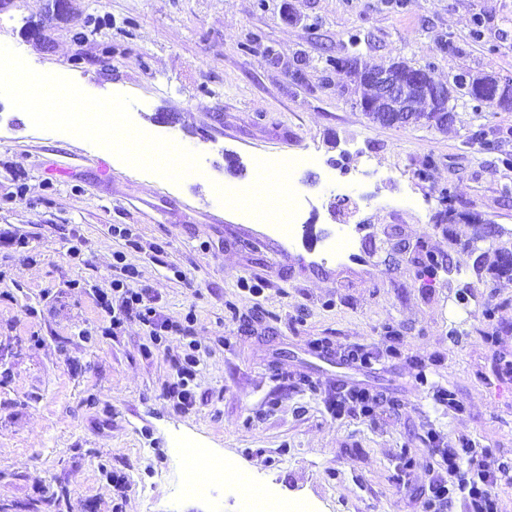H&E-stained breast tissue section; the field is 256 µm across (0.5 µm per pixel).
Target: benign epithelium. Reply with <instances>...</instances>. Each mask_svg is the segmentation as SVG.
Instances as JSON below:
<instances>
[{"label": "benign epithelium", "mask_w": 512, "mask_h": 512, "mask_svg": "<svg viewBox=\"0 0 512 512\" xmlns=\"http://www.w3.org/2000/svg\"><path fill=\"white\" fill-rule=\"evenodd\" d=\"M367 80L374 89L380 102L386 104L381 112L379 123L390 126H407L413 123L412 109L403 104L407 94L412 89L424 91L441 103L436 110L440 122L446 126L455 119L454 109L449 107V101L456 96L457 84L433 83L421 69L405 67L398 62H390L379 66L367 74ZM493 93V101L504 106L512 104V81L494 79L487 84Z\"/></svg>", "instance_id": "obj_1"}]
</instances>
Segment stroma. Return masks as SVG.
<instances>
[{
	"mask_svg": "<svg viewBox=\"0 0 512 512\" xmlns=\"http://www.w3.org/2000/svg\"><path fill=\"white\" fill-rule=\"evenodd\" d=\"M64 2L0 0V49L182 148L190 171L114 160L0 86V232L27 242H0V512H246L221 486L182 495L186 441L311 512H418L403 463L423 476L462 439L512 465V278L493 277L486 243L474 271L471 225L436 221L447 188L457 213L512 232V108L461 96L447 127L382 126L333 65L510 79L512 0ZM478 128L495 152L470 143ZM296 155L293 235L222 202L258 160ZM118 252L188 333L156 345L138 319L112 327L95 293ZM191 345L184 406L170 389ZM347 377L379 397L371 414L331 412ZM446 388L462 411L436 402Z\"/></svg>",
	"mask_w": 512,
	"mask_h": 512,
	"instance_id": "obj_1",
	"label": "stroma"
}]
</instances>
